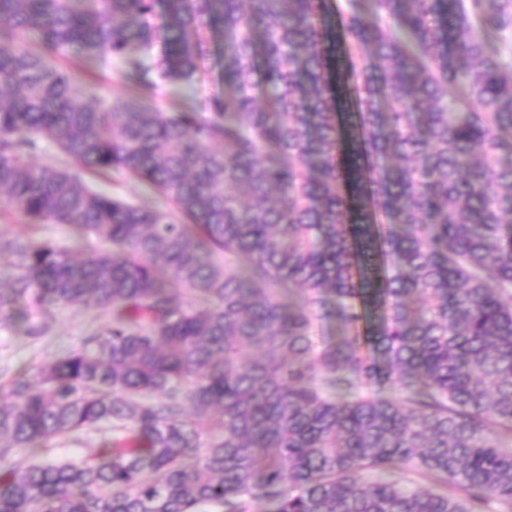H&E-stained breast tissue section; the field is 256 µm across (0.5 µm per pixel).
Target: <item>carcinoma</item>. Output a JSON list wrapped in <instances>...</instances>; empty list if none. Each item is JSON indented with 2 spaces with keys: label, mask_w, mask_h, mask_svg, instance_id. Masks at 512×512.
Wrapping results in <instances>:
<instances>
[{
  "label": "carcinoma",
  "mask_w": 512,
  "mask_h": 512,
  "mask_svg": "<svg viewBox=\"0 0 512 512\" xmlns=\"http://www.w3.org/2000/svg\"><path fill=\"white\" fill-rule=\"evenodd\" d=\"M329 12L0 0V205L107 244L0 237V330L106 317L0 389V512H512V0ZM217 25L224 92L160 111ZM44 141L69 163H33ZM105 423L94 462H5ZM60 65L69 69L77 80H91L101 87L103 92L114 96H121L128 93V87L116 79L113 75L115 65L110 68H98L86 62H69L62 60ZM90 182L94 188L104 190L110 194L117 193L120 195H126L141 204L157 207L159 209L166 207V202L162 197L133 180H125L118 184L113 183L112 179H90Z\"/></svg>",
  "instance_id": "1"
}]
</instances>
